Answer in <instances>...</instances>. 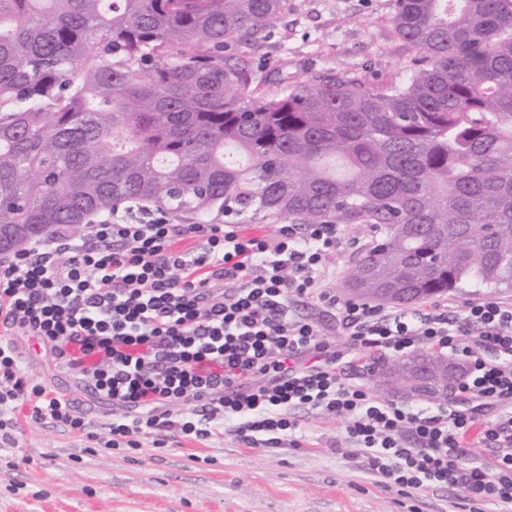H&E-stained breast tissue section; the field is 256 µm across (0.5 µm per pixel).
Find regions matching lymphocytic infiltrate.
I'll use <instances>...</instances> for the list:
<instances>
[{
    "label": "lymphocytic infiltrate",
    "instance_id": "1",
    "mask_svg": "<svg viewBox=\"0 0 512 512\" xmlns=\"http://www.w3.org/2000/svg\"><path fill=\"white\" fill-rule=\"evenodd\" d=\"M78 235L58 229L0 258V444L30 422L135 452L144 441L229 434L251 448L296 436L295 411L341 419L351 455L384 486L464 489L512 506V304L485 299L444 311L339 303L322 281L341 248L335 224H280L248 236L235 224H174L127 206ZM195 245L183 250L178 241ZM341 307L360 357L428 348L462 357L454 391L498 408L490 420L448 404L422 411L342 382L319 324L291 301ZM476 344H469V336ZM36 339L112 413L94 425L67 393L24 368L18 337ZM492 449L493 471L467 464Z\"/></svg>",
    "mask_w": 512,
    "mask_h": 512
}]
</instances>
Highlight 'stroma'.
Masks as SVG:
<instances>
[{
	"instance_id": "obj_1",
	"label": "stroma",
	"mask_w": 512,
	"mask_h": 512,
	"mask_svg": "<svg viewBox=\"0 0 512 512\" xmlns=\"http://www.w3.org/2000/svg\"><path fill=\"white\" fill-rule=\"evenodd\" d=\"M392 17L393 0H288L287 13L264 39L228 43L224 55L245 64L269 97L323 78L399 83L417 51L397 36ZM341 231L360 246L332 256L324 286L346 301L352 297L348 272L374 233L363 224H345ZM478 299L512 302V288H472L417 306L456 314ZM292 312L319 322L350 383L426 411L444 402L442 391L382 389L378 374L391 357H372L369 372L353 368L337 311L297 302ZM21 347L36 379L90 404L94 421L110 414V406L93 402L35 341L22 340ZM298 420L296 448H250L226 434L204 443H174L160 455L147 444L128 457L96 454L87 438L26 422L16 447H0V512H512L507 505L470 500L458 488L383 487L350 455L341 421L307 412Z\"/></svg>"
}]
</instances>
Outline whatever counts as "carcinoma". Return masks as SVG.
Wrapping results in <instances>:
<instances>
[{"mask_svg":"<svg viewBox=\"0 0 512 512\" xmlns=\"http://www.w3.org/2000/svg\"><path fill=\"white\" fill-rule=\"evenodd\" d=\"M288 0H0V236L78 226L128 201L205 220L369 224L349 275L406 305L512 287V0H395L419 59L260 95L216 49ZM418 353L386 386L446 390Z\"/></svg>","mask_w":512,"mask_h":512,"instance_id":"carcinoma-1","label":"carcinoma"}]
</instances>
